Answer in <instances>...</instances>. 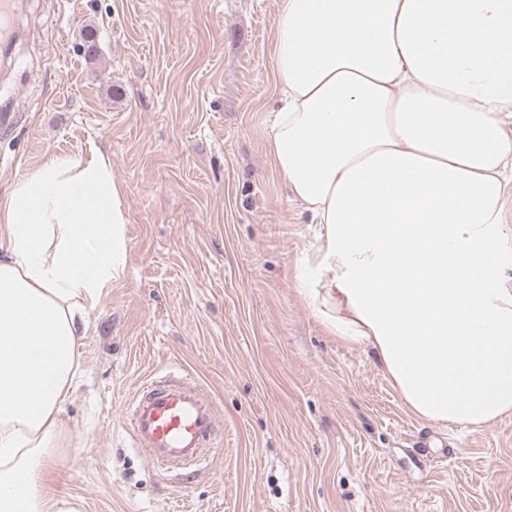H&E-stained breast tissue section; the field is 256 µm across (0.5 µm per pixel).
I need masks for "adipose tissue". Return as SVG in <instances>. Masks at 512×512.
<instances>
[{
	"instance_id": "adipose-tissue-1",
	"label": "adipose tissue",
	"mask_w": 512,
	"mask_h": 512,
	"mask_svg": "<svg viewBox=\"0 0 512 512\" xmlns=\"http://www.w3.org/2000/svg\"><path fill=\"white\" fill-rule=\"evenodd\" d=\"M268 150L320 227L309 289L423 420L512 415V0H278ZM112 160L53 156L0 194V512H80L50 490L71 439L80 321L125 268Z\"/></svg>"
}]
</instances>
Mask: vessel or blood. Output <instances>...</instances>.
Returning a JSON list of instances; mask_svg holds the SVG:
<instances>
[{
    "mask_svg": "<svg viewBox=\"0 0 512 512\" xmlns=\"http://www.w3.org/2000/svg\"><path fill=\"white\" fill-rule=\"evenodd\" d=\"M128 420L133 446L163 470L198 465L219 431L212 401L198 384L169 368L143 386Z\"/></svg>",
    "mask_w": 512,
    "mask_h": 512,
    "instance_id": "obj_1",
    "label": "vessel or blood"
}]
</instances>
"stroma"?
Wrapping results in <instances>:
<instances>
[{"instance_id": "obj_1", "label": "stroma", "mask_w": 512, "mask_h": 512, "mask_svg": "<svg viewBox=\"0 0 512 512\" xmlns=\"http://www.w3.org/2000/svg\"><path fill=\"white\" fill-rule=\"evenodd\" d=\"M277 0H27L0 83V192L100 151L125 190V272L89 310L52 490L82 512H512V417L423 421L314 315L318 225L268 156ZM177 365L224 441L158 468L124 421Z\"/></svg>"}]
</instances>
